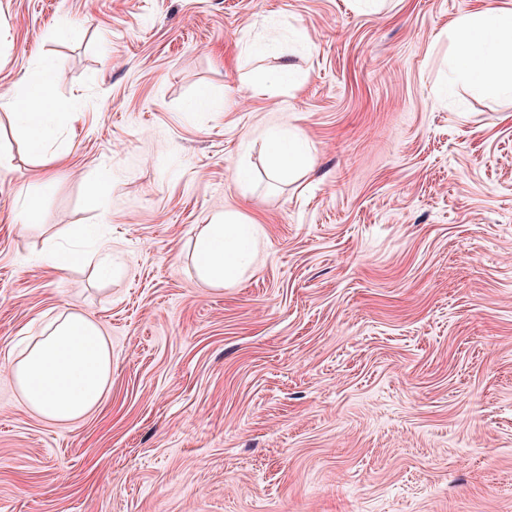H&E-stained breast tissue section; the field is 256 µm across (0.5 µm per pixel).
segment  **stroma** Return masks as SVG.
Here are the masks:
<instances>
[{
  "mask_svg": "<svg viewBox=\"0 0 512 512\" xmlns=\"http://www.w3.org/2000/svg\"><path fill=\"white\" fill-rule=\"evenodd\" d=\"M481 6L0 0V93L42 58L72 104L48 189L0 111V512H512V93L453 70ZM273 131L301 171L270 173ZM224 212L259 235L213 287L193 243ZM67 308L112 343L74 426L9 375Z\"/></svg>",
  "mask_w": 512,
  "mask_h": 512,
  "instance_id": "1",
  "label": "stroma"
}]
</instances>
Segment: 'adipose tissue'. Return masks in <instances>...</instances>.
Returning <instances> with one entry per match:
<instances>
[{
  "label": "adipose tissue",
  "instance_id": "obj_1",
  "mask_svg": "<svg viewBox=\"0 0 512 512\" xmlns=\"http://www.w3.org/2000/svg\"><path fill=\"white\" fill-rule=\"evenodd\" d=\"M459 75L478 86L512 90V10L487 0L477 13L455 24ZM59 74L53 63L40 61L24 75L23 97L0 95V109L10 111L33 151L51 142L64 101L52 92ZM253 251L252 226L238 215L204 225L195 239L196 268L213 286L234 283L246 270ZM10 375L24 403L42 420L73 425L103 402L112 378V348L96 321L71 310L62 311L41 336L10 364Z\"/></svg>",
  "mask_w": 512,
  "mask_h": 512
}]
</instances>
